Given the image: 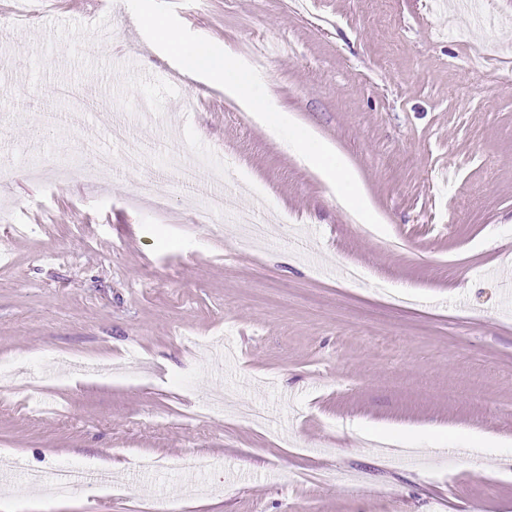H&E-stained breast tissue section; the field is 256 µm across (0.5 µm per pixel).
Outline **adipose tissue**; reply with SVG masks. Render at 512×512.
<instances>
[{"mask_svg":"<svg viewBox=\"0 0 512 512\" xmlns=\"http://www.w3.org/2000/svg\"><path fill=\"white\" fill-rule=\"evenodd\" d=\"M143 24L155 40L166 50L178 55L187 68L206 71L211 77L221 81L225 93L237 99L258 120L263 121L273 116L278 123H287V113L280 110L274 101L256 96L251 80L232 55L217 53L203 44L187 43L177 28L160 17L145 16Z\"/></svg>","mask_w":512,"mask_h":512,"instance_id":"ef3b65f1","label":"adipose tissue"}]
</instances>
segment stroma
I'll use <instances>...</instances> for the list:
<instances>
[{"mask_svg": "<svg viewBox=\"0 0 512 512\" xmlns=\"http://www.w3.org/2000/svg\"><path fill=\"white\" fill-rule=\"evenodd\" d=\"M480 2L487 34L434 0H0V512H512V0ZM174 152L223 167L232 213L193 223L211 183ZM236 211L268 238L240 248ZM63 464L111 490L27 485ZM143 25L153 34L154 39L166 50L178 55L188 69L206 71L211 77L224 84V92L234 97L260 121L275 116L278 123H288V113L280 110L270 99H259L251 80L245 75L240 64L230 54H220L203 44L187 43L181 32L164 19L147 15ZM310 139L311 137L308 134L302 133L300 136L296 137L292 143L293 150L325 179L335 181L336 179L344 177L345 170L341 166L336 167V155L333 148L329 145H322L319 149L313 150L309 144ZM327 156H333L334 163L325 164L324 158Z\"/></svg>", "mask_w": 512, "mask_h": 512, "instance_id": "1", "label": "stroma"}]
</instances>
